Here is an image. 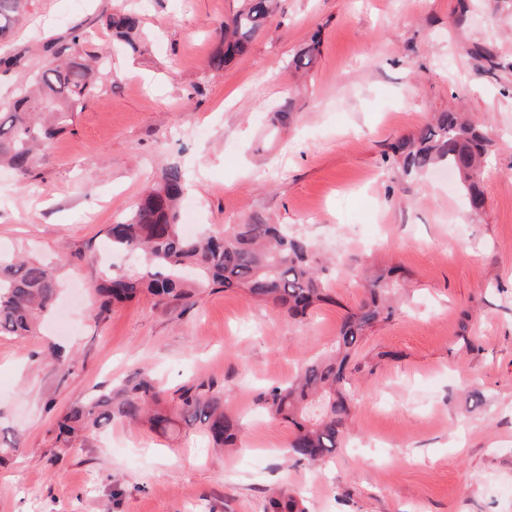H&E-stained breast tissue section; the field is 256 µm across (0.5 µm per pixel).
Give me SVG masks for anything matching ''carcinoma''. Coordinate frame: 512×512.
Returning <instances> with one entry per match:
<instances>
[{
	"label": "carcinoma",
	"instance_id": "1",
	"mask_svg": "<svg viewBox=\"0 0 512 512\" xmlns=\"http://www.w3.org/2000/svg\"><path fill=\"white\" fill-rule=\"evenodd\" d=\"M30 5L31 0H0V41L11 35ZM276 8L277 0H241L224 22L208 68L220 72L244 55ZM102 25L130 49L137 48L141 20L129 6L103 15ZM91 37L90 31L75 25L65 39L44 46L38 69L0 111V165L22 179L31 175L36 156L52 149L85 106L93 64L101 66L105 60L88 57L85 45ZM492 132L488 123L467 120L451 110L438 112L419 133L394 143L392 157L408 177L448 167L477 212L485 203L480 179ZM184 191L181 168L169 166L125 219L108 225L105 233L112 249L142 256L143 268L137 273L102 272L92 287L96 321H106L116 304L139 294L160 301L188 300L205 285L240 289L252 299L284 309L293 319L329 300L327 267L311 240L258 215L246 224H227L222 232L188 236L179 224ZM397 282L396 268L380 271L369 281L368 299L347 315L330 349L302 362L292 381L270 385L255 398L260 408L294 426L287 454L296 460L319 462L343 447L353 402L351 373L358 369L352 360L366 331L393 314ZM58 290L53 269L41 260L0 256V336L34 332ZM164 393L154 378L137 372L115 394H103L61 414L54 427L56 440L67 445L88 428L147 421L164 432L177 424L198 428L218 448L236 441L242 421L224 409V392L212 382L188 380L171 394L168 409L162 405ZM265 512L305 508L294 494L284 492L268 500Z\"/></svg>",
	"mask_w": 512,
	"mask_h": 512
}]
</instances>
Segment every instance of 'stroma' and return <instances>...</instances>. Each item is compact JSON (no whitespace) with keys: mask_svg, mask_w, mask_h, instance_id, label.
I'll return each instance as SVG.
<instances>
[{"mask_svg":"<svg viewBox=\"0 0 512 512\" xmlns=\"http://www.w3.org/2000/svg\"><path fill=\"white\" fill-rule=\"evenodd\" d=\"M496 2L469 0L462 17L458 0H279L218 73L208 59L239 0H135L137 54L99 30L87 50L110 52L112 66L73 130L26 180L0 169V252L36 254L63 288L33 335L0 336V512H264L281 491L307 512H512V8ZM120 3L33 0L7 48L17 63L0 68V103L46 42ZM315 38L313 63L294 69ZM282 107L286 128L273 124ZM449 109L496 132L477 213L456 178L411 179L386 156ZM171 164L197 231L261 215L339 258L330 301L298 322L208 289L191 303L140 296L96 322L101 264L141 266L108 251L104 230ZM388 264L403 274L398 309L359 351L349 440L314 465L287 459L293 428L257 408V393L328 348ZM139 370L170 389L214 383L245 422L238 446L120 422L55 442L62 411Z\"/></svg>","mask_w":512,"mask_h":512,"instance_id":"obj_1","label":"stroma"}]
</instances>
